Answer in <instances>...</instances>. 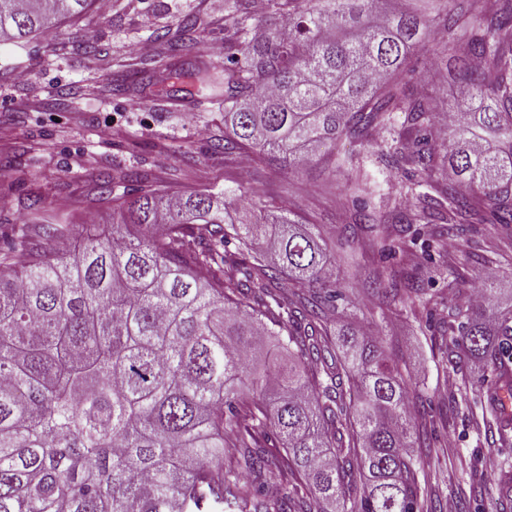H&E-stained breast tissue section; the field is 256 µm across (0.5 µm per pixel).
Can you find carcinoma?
Listing matches in <instances>:
<instances>
[{"instance_id": "carcinoma-1", "label": "carcinoma", "mask_w": 512, "mask_h": 512, "mask_svg": "<svg viewBox=\"0 0 512 512\" xmlns=\"http://www.w3.org/2000/svg\"><path fill=\"white\" fill-rule=\"evenodd\" d=\"M96 0H0V41L78 15ZM288 16L277 37L253 36L235 5L224 73L171 71L224 91V149L290 170L317 163L361 172L336 145L387 137L368 157L408 166V223L512 224V0H267ZM435 13L446 60L458 65L456 120L437 130V105L409 67ZM196 22L172 39L181 53ZM483 66L475 68L472 62ZM138 73L115 75L131 91ZM404 114L403 121L397 114ZM361 224L402 215L355 182ZM237 190L145 192L112 210L111 227L44 224L73 240L42 255L22 244L0 271V512H422L417 420L397 365L378 337L335 331L333 258L286 206ZM307 288L288 291V285ZM482 300L457 311L459 353L494 366L491 415L512 391V305L488 277ZM275 337L279 390L251 366ZM288 485L280 502L260 487Z\"/></svg>"}]
</instances>
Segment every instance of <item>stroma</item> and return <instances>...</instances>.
<instances>
[{
	"mask_svg": "<svg viewBox=\"0 0 512 512\" xmlns=\"http://www.w3.org/2000/svg\"><path fill=\"white\" fill-rule=\"evenodd\" d=\"M233 0H111L36 33L17 46L0 43V252L7 235L33 224L29 199L38 197L64 224L111 214L144 191L190 193L211 185L242 187L276 204L300 223L321 230L331 251L336 287L351 321L380 338L405 373L425 434L415 449L441 512H512L499 484L512 477V445H501L487 401L486 363L442 357L457 335L449 327L466 304L471 283L496 272L512 278V224H472L449 241L441 224H384L351 220L347 173L321 166L291 171L278 164L241 167L224 142V96L204 95L190 83L149 82L168 70L213 69L223 57L211 45L228 37ZM187 18L197 22L194 49L171 56L166 32ZM96 31L94 48L85 34ZM419 90L447 109L456 85L442 48L428 35L411 59ZM123 67L147 80L118 94L112 77ZM24 82H17V72ZM134 171L136 181L98 188L102 173ZM400 267L409 286L401 300L380 305L369 288L376 270Z\"/></svg>",
	"mask_w": 512,
	"mask_h": 512,
	"instance_id": "35a3bbf8",
	"label": "stroma"
}]
</instances>
